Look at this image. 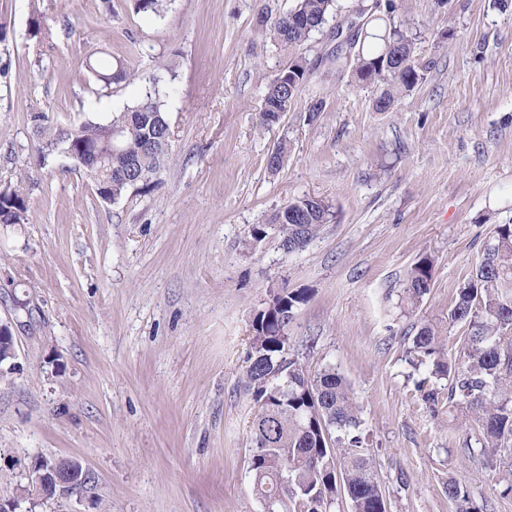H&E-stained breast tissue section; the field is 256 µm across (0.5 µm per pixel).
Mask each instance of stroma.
Instances as JSON below:
<instances>
[{"mask_svg":"<svg viewBox=\"0 0 512 512\" xmlns=\"http://www.w3.org/2000/svg\"><path fill=\"white\" fill-rule=\"evenodd\" d=\"M294 4L169 0L150 17L132 0H0V185L31 175L28 223L0 225V315L17 299L34 312L18 318V368L0 385V500L27 482L15 460L43 455L90 480L32 512H263L239 374L255 310L304 289L288 351L350 382L388 512H453L452 476L486 512H512L492 469L460 450L479 449L475 424L451 429L420 405L404 360L414 323L447 318L494 226L512 221V15L493 0H397L391 19L420 30L425 79L378 112L376 87L331 62L353 4L336 0L303 49L295 106L265 126L267 85L294 54L256 18ZM35 16L53 51L30 37ZM91 55L123 62L128 80L101 88ZM152 86L173 161L151 191L109 204L70 158L39 165L32 113L103 122ZM284 138L288 160L270 172ZM304 196L334 214L305 248L271 236L245 249L252 225ZM424 253L434 282L413 311L403 288Z\"/></svg>","mask_w":512,"mask_h":512,"instance_id":"stroma-1","label":"stroma"}]
</instances>
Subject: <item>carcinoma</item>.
I'll return each instance as SVG.
<instances>
[{"label":"carcinoma","mask_w":512,"mask_h":512,"mask_svg":"<svg viewBox=\"0 0 512 512\" xmlns=\"http://www.w3.org/2000/svg\"><path fill=\"white\" fill-rule=\"evenodd\" d=\"M165 7L166 0H134L139 13L160 16ZM334 8L335 0H295L285 15L261 13L257 26L297 51L325 25ZM30 34L42 46L53 45V33L37 16L31 19ZM356 45L351 56L336 58V69L383 86L375 99L376 111H389L400 94L424 80L415 34L401 25L385 24L383 15L372 14L360 28ZM86 69L103 88L129 77L125 64L114 66L99 58H88ZM305 78L303 57L297 55L271 79L261 109L263 124L280 122L295 104ZM31 122L42 142L40 164L60 146L69 145L86 163L84 170L94 186L103 178L111 180L115 199L134 187L150 190L172 160L171 148L165 146L171 141V127L157 93L145 94L106 122L62 126L43 112L31 116ZM289 149L284 139L268 155L271 172L283 167ZM24 182L22 177L0 194V224L29 223ZM330 221L323 203L309 196L296 198L278 208L269 223L254 225L247 246L272 234L284 252L293 253ZM434 273L435 258L430 254L421 255L410 267L403 289L410 309L429 294ZM306 299L304 291H284L256 310L251 321L250 351L240 383L258 404L250 426L253 491L263 502L287 501L281 512H328L327 505L340 494L348 498L351 512H388L373 455L359 431L360 406L347 380L333 367L312 376L299 359L288 357L285 316H293ZM454 326L463 328V341L455 352L448 349V329ZM406 360L414 369L429 372V378L416 384L425 406L448 409L450 428L458 427L464 416L475 419L486 464L508 459L503 494L512 493L511 223L495 226L471 278L456 291L448 324H420ZM444 490L455 512H483L457 478H448Z\"/></svg>","instance_id":"carcinoma-1"}]
</instances>
